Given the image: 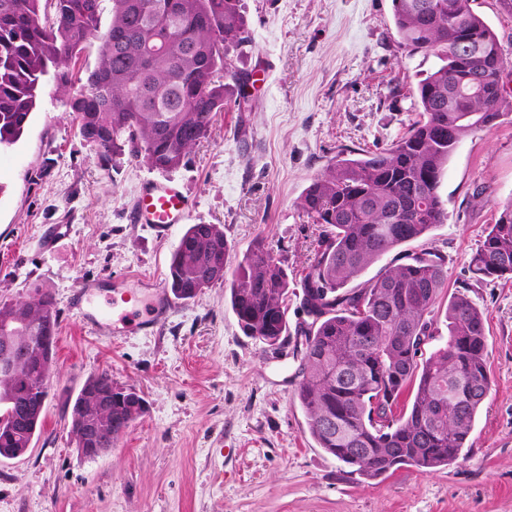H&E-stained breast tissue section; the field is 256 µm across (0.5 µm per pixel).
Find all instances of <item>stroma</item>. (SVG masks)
<instances>
[{"label": "stroma", "mask_w": 512, "mask_h": 512, "mask_svg": "<svg viewBox=\"0 0 512 512\" xmlns=\"http://www.w3.org/2000/svg\"><path fill=\"white\" fill-rule=\"evenodd\" d=\"M242 5L250 39L230 60L248 72L256 106L219 113L171 176L196 204L194 223L223 229L229 267L260 242L298 281L320 232L298 208L302 193L338 150L399 138L438 60L399 46L392 0ZM154 175L126 154L101 166L49 78L19 141L0 151V302L42 288L59 314L42 427L26 454L0 458V512H512V279L479 282L468 270L512 200V113L459 144L439 188L448 221L429 235L448 269L439 304L462 293L484 311L491 390L463 455L431 473L405 466L368 480L319 448L293 399L291 347L244 336L228 281L177 301L148 335L82 325L71 304L80 280L165 284L184 225L161 236L131 220ZM54 224L70 230L47 252ZM104 371L140 391L146 412L87 458L71 407Z\"/></svg>", "instance_id": "1"}]
</instances>
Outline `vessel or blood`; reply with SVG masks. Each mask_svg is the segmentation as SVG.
<instances>
[{
	"label": "vessel or blood",
	"mask_w": 512,
	"mask_h": 512,
	"mask_svg": "<svg viewBox=\"0 0 512 512\" xmlns=\"http://www.w3.org/2000/svg\"><path fill=\"white\" fill-rule=\"evenodd\" d=\"M193 210V201L179 182L150 178L138 187L132 221L163 233L173 225L187 223ZM102 286V281L97 279L81 280L74 297L75 306L86 327L106 329L114 337L134 331H153L165 322L173 307L172 299L159 292L150 301H142L135 292L126 289L121 279L113 280L109 294H102Z\"/></svg>",
	"instance_id": "obj_1"
}]
</instances>
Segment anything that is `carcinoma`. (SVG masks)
Instances as JSON below:
<instances>
[{
    "mask_svg": "<svg viewBox=\"0 0 512 512\" xmlns=\"http://www.w3.org/2000/svg\"><path fill=\"white\" fill-rule=\"evenodd\" d=\"M399 44L440 65L417 83V118L392 144L355 156L340 151L315 177L298 206L322 227L301 279L307 320L296 331L294 391L320 448L375 480L402 466L431 472L468 446L475 416L491 387L485 314L466 295L448 301L442 333L433 312L448 280L428 236L448 221L439 193L457 146L499 123L512 101L499 78L506 49L474 10V0H392ZM0 0V150L22 136L41 81L53 77L68 96L78 133L99 160L129 150L152 170L170 172L211 132L228 105L253 109L247 73L230 50L249 41L242 0ZM97 61L85 79L76 61L92 43ZM368 281L348 284L397 248ZM229 245L215 224H190L171 254L166 283L191 300L224 280ZM477 280L512 275V201L504 204L472 253ZM288 266L261 245L247 251L230 282L243 333L262 344L287 341ZM53 297L0 303V337L17 347L13 374L0 373V456L31 448L45 401L28 385L49 379L58 325ZM112 377L88 379L71 410L78 448H97L93 422L110 419L112 439L145 413L129 389L104 407ZM411 406L397 411L406 388Z\"/></svg>",
    "mask_w": 512,
    "mask_h": 512,
    "instance_id": "carcinoma-1",
    "label": "carcinoma"
}]
</instances>
